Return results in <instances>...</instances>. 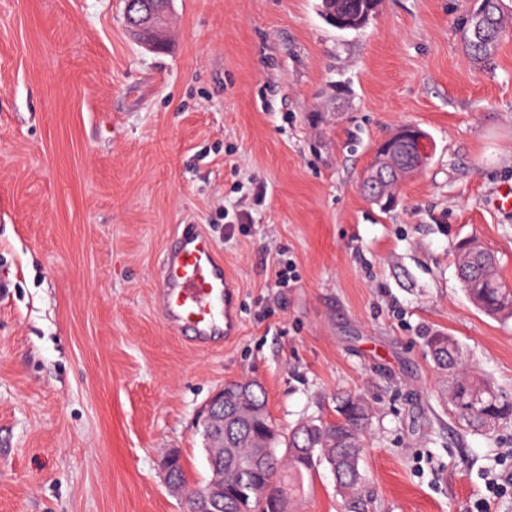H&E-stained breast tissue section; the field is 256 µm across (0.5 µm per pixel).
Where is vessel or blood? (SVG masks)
<instances>
[{
  "label": "vessel or blood",
  "instance_id": "1",
  "mask_svg": "<svg viewBox=\"0 0 512 512\" xmlns=\"http://www.w3.org/2000/svg\"><path fill=\"white\" fill-rule=\"evenodd\" d=\"M158 301L168 326L188 329L206 348L216 330L232 335L235 284L213 240L190 226L174 229L160 265Z\"/></svg>",
  "mask_w": 512,
  "mask_h": 512
}]
</instances>
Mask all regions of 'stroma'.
Returning <instances> with one entry per match:
<instances>
[{
  "instance_id": "stroma-1",
  "label": "stroma",
  "mask_w": 512,
  "mask_h": 512,
  "mask_svg": "<svg viewBox=\"0 0 512 512\" xmlns=\"http://www.w3.org/2000/svg\"><path fill=\"white\" fill-rule=\"evenodd\" d=\"M466 0H381L358 31L317 0H172L165 51L123 0H0V512H188L210 477L199 415L257 380L281 432L374 409L368 512H512V421L467 429L430 336H455L512 395V320L457 277L477 239L512 285V28L463 51ZM428 131L434 158L381 211L360 191L379 141ZM248 214L226 231L225 213ZM178 224L238 285V335L192 346L163 321ZM291 264V283L275 272ZM178 451L187 488L161 462ZM327 469L297 512H345ZM130 2L129 14L135 15L136 20L139 19L141 15L145 12V6L149 4L151 1L144 0H124V8H123V18L126 24V27L133 32L135 35L139 36H147L149 41L152 43L153 47L157 50H162L165 47V40H156V34L150 33L148 30H140V31H132L131 25L132 22L129 23L127 21V5Z\"/></svg>"
}]
</instances>
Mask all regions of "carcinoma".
Listing matches in <instances>:
<instances>
[{
	"instance_id": "carcinoma-1",
	"label": "carcinoma",
	"mask_w": 512,
	"mask_h": 512,
	"mask_svg": "<svg viewBox=\"0 0 512 512\" xmlns=\"http://www.w3.org/2000/svg\"><path fill=\"white\" fill-rule=\"evenodd\" d=\"M323 19L342 31L358 30L356 22L371 13L370 0H320ZM512 24V5L506 0H475L473 10L461 18L463 48L476 61L494 54L503 33ZM400 181L394 178L376 186L377 206L387 211L397 200ZM456 267L468 298L489 315L512 317V286L499 275L495 256L474 241L456 248ZM428 348L435 367L447 380L446 398L455 415L476 431L489 432L512 419V396L497 391L467 360L459 342L437 334ZM246 413L225 424L224 443L235 454L210 469L224 473V512H236L235 497L247 480L254 489L249 512H294L292 498L319 468L327 467L350 512H366V476L360 469L370 407L353 395L336 398V420H306L282 435L268 413L256 415L253 407H266L262 386L241 399Z\"/></svg>"
}]
</instances>
